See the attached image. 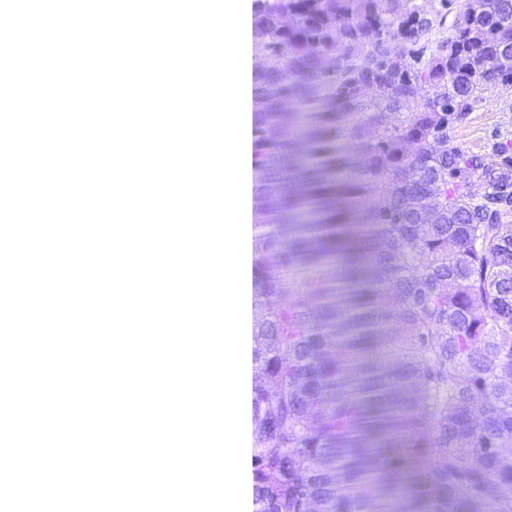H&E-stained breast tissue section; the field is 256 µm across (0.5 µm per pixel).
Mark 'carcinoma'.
Masks as SVG:
<instances>
[{"instance_id":"carcinoma-1","label":"carcinoma","mask_w":512,"mask_h":512,"mask_svg":"<svg viewBox=\"0 0 512 512\" xmlns=\"http://www.w3.org/2000/svg\"><path fill=\"white\" fill-rule=\"evenodd\" d=\"M431 31L412 0L255 19V512H512V156L449 135L512 84V0Z\"/></svg>"}]
</instances>
